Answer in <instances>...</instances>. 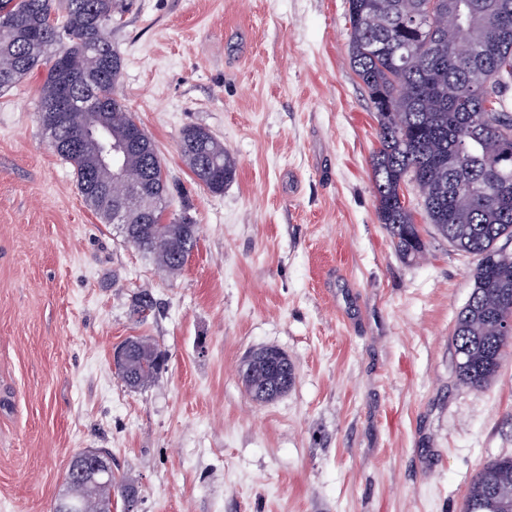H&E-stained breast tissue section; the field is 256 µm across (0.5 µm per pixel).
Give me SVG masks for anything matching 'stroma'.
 I'll list each match as a JSON object with an SVG mask.
<instances>
[{"instance_id": "1", "label": "stroma", "mask_w": 512, "mask_h": 512, "mask_svg": "<svg viewBox=\"0 0 512 512\" xmlns=\"http://www.w3.org/2000/svg\"><path fill=\"white\" fill-rule=\"evenodd\" d=\"M347 8L128 0L114 19L117 96L161 158L166 216L199 227L174 278L86 207L40 128L43 73L0 91V512H53L89 448L134 480L136 512H461L512 455V354L481 390L455 369L474 258L417 188L420 258L378 220ZM189 126L237 161L222 194L182 161ZM132 336L168 356L138 389L112 362ZM262 347L296 372L268 403L238 375Z\"/></svg>"}]
</instances>
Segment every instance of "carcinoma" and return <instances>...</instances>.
<instances>
[{
  "label": "carcinoma",
  "instance_id": "1",
  "mask_svg": "<svg viewBox=\"0 0 512 512\" xmlns=\"http://www.w3.org/2000/svg\"><path fill=\"white\" fill-rule=\"evenodd\" d=\"M429 0H348L350 63L377 115L379 149L371 159L377 213L395 250L414 260L424 251L404 188L419 189L436 234L476 259L471 293L455 318L452 345L458 380L490 385L512 334V0H442L430 24H415ZM122 0H0V91L46 68L39 117L54 150L74 168L86 205L110 224L128 220L127 241L170 275L179 274L197 240V225L163 222L169 185L151 138L116 96L121 60L112 48V15ZM64 97L66 112L45 108ZM94 118L105 143L137 140L123 172L135 193L107 192L112 170L97 160L98 147L70 152L64 144ZM196 127L180 134V153L196 177L211 165L219 194L237 164L224 143ZM128 356L116 368L131 388L153 381L165 362L149 339L123 342ZM270 365L256 362L248 393L272 397ZM57 506L66 512H110L112 494H137L130 478L109 470L85 484L66 474ZM463 512H512V456L489 461L476 474Z\"/></svg>",
  "mask_w": 512,
  "mask_h": 512
}]
</instances>
